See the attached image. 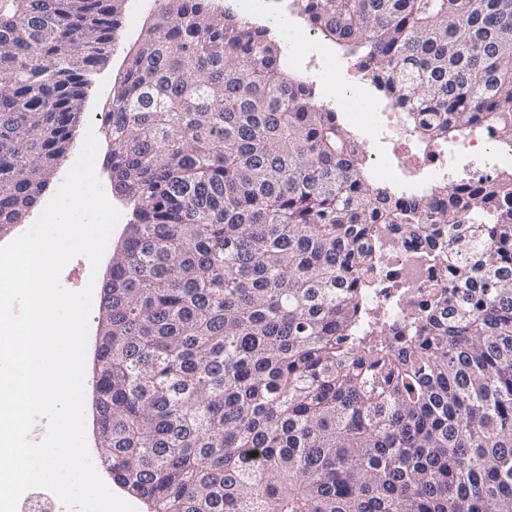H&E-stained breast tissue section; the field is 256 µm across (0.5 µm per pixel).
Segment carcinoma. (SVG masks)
<instances>
[{
  "mask_svg": "<svg viewBox=\"0 0 512 512\" xmlns=\"http://www.w3.org/2000/svg\"><path fill=\"white\" fill-rule=\"evenodd\" d=\"M122 0H0V232L39 202ZM429 138L512 143V0H298ZM133 204L101 298L96 461L147 512H512V180L406 201L266 26L165 0L108 97ZM384 224L454 291L393 337Z\"/></svg>",
  "mask_w": 512,
  "mask_h": 512,
  "instance_id": "cac0c4a2",
  "label": "carcinoma"
}]
</instances>
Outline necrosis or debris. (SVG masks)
<instances>
[{
  "mask_svg": "<svg viewBox=\"0 0 512 512\" xmlns=\"http://www.w3.org/2000/svg\"><path fill=\"white\" fill-rule=\"evenodd\" d=\"M236 7L245 19H263L281 33L289 66L312 64L315 82L328 92L325 107L351 116L362 131L371 179L390 183L397 194L419 197L438 185L452 187L512 171V144L500 142L487 129L467 126L452 141H438L420 134L395 104L360 110L354 78L358 64L342 65L323 49L316 30L298 21L297 0H236ZM380 244L365 299L406 330L414 314L424 312L448 286L447 272L433 259L435 251L447 250L448 229L433 225L430 247L416 249L397 225L391 234L381 235Z\"/></svg>",
  "mask_w": 512,
  "mask_h": 512,
  "instance_id": "necrosis-or-debris-1",
  "label": "necrosis or debris"
}]
</instances>
